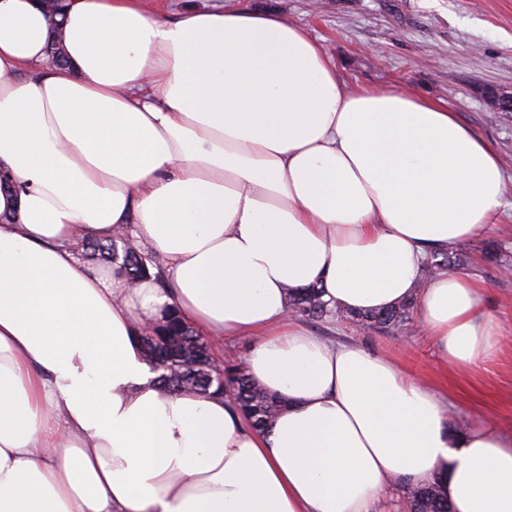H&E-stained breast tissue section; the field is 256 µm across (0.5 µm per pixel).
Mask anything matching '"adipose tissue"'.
I'll list each match as a JSON object with an SVG mask.
<instances>
[{"label": "adipose tissue", "mask_w": 512, "mask_h": 512, "mask_svg": "<svg viewBox=\"0 0 512 512\" xmlns=\"http://www.w3.org/2000/svg\"><path fill=\"white\" fill-rule=\"evenodd\" d=\"M63 12L48 68L39 0H0V512H389L432 481L453 512H512V438L451 429L426 385L288 310L312 285L360 312L413 298L450 368L493 357L481 283L423 276L498 216L493 146L432 99L348 90L277 14ZM127 231L165 284L72 249ZM170 305L250 338L249 373L288 401L269 431L155 384L137 334Z\"/></svg>", "instance_id": "obj_1"}]
</instances>
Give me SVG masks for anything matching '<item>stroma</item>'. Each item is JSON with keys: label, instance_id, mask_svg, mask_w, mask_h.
<instances>
[{"label": "stroma", "instance_id": "1", "mask_svg": "<svg viewBox=\"0 0 512 512\" xmlns=\"http://www.w3.org/2000/svg\"><path fill=\"white\" fill-rule=\"evenodd\" d=\"M176 16L189 8L273 11L322 44L341 83L354 88L410 87L441 102L495 148L512 176V112L494 108L488 93L512 91V0H149ZM512 252V183L495 226L459 242L460 272L484 287L482 305L499 319L495 360L463 371L445 366L419 328L386 333L341 319L303 320L334 343H358L393 359L410 375L447 395L450 427L497 422L512 433V276L498 255Z\"/></svg>", "mask_w": 512, "mask_h": 512}]
</instances>
